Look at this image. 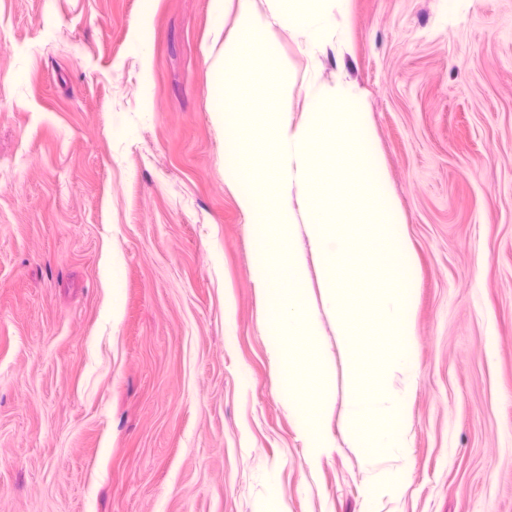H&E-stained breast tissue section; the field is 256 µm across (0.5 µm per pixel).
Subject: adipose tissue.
<instances>
[{
	"instance_id": "1",
	"label": "adipose tissue",
	"mask_w": 512,
	"mask_h": 512,
	"mask_svg": "<svg viewBox=\"0 0 512 512\" xmlns=\"http://www.w3.org/2000/svg\"><path fill=\"white\" fill-rule=\"evenodd\" d=\"M266 11L253 8L251 0H211L216 16H223L229 9H236V32L225 39L214 59V84L211 91L210 110L218 120H226L225 107L229 97H243L244 86L232 79V65L241 63L248 48L255 41L274 45L277 29L295 27L306 45H322L328 35L335 15L345 14L348 0H268ZM348 430L351 436H360L373 420H384L397 440H405L408 420L404 397L400 394L379 392L372 395L354 392L350 400Z\"/></svg>"
}]
</instances>
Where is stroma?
<instances>
[{
	"instance_id": "35a3bbf8",
	"label": "stroma",
	"mask_w": 512,
	"mask_h": 512,
	"mask_svg": "<svg viewBox=\"0 0 512 512\" xmlns=\"http://www.w3.org/2000/svg\"><path fill=\"white\" fill-rule=\"evenodd\" d=\"M210 0H0V512H512V0H350L340 41L255 44L237 104L253 173L274 160L267 85L288 62L367 100L410 277L361 211L327 118L326 206L356 350L296 227L328 400L310 454L276 394L252 224L207 108ZM414 300L404 447L347 432L354 390L394 381ZM330 376L329 388L318 383ZM396 348L409 355L412 346V302L406 295L400 301L392 321Z\"/></svg>"
}]
</instances>
